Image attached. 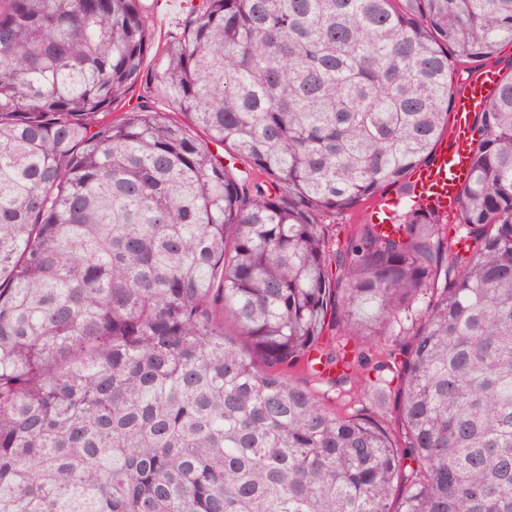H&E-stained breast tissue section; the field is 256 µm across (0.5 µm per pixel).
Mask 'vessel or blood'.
Segmentation results:
<instances>
[{"label": "vessel or blood", "instance_id": "vessel-or-blood-1", "mask_svg": "<svg viewBox=\"0 0 512 512\" xmlns=\"http://www.w3.org/2000/svg\"><path fill=\"white\" fill-rule=\"evenodd\" d=\"M500 80L499 70L487 67L468 77L456 93L451 131L435 145L431 162L415 172L414 198L424 208L442 215L456 211L469 172L472 118L490 103Z\"/></svg>", "mask_w": 512, "mask_h": 512}]
</instances>
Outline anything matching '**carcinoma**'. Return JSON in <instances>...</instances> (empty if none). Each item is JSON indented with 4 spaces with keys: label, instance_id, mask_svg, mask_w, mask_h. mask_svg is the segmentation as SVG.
Listing matches in <instances>:
<instances>
[{
    "label": "carcinoma",
    "instance_id": "1",
    "mask_svg": "<svg viewBox=\"0 0 512 512\" xmlns=\"http://www.w3.org/2000/svg\"><path fill=\"white\" fill-rule=\"evenodd\" d=\"M512 0H0V512H512V71L448 236L330 242L447 131ZM136 86L143 103L113 116ZM220 145L244 169L224 164ZM429 296L396 413L324 407ZM155 29L156 41L159 37L175 31L187 16V3L190 0H143ZM400 195H402V189H400L399 185L389 186L383 195H379L373 200L366 201L363 204L358 205L353 210L337 214L336 217H327L324 224L327 225L326 232L328 237L335 241L336 237L344 239L347 231H351L354 224H364L363 220H370L367 212L369 211V206L374 201L381 197L386 199L400 197ZM420 299L413 304V309L408 313L402 312L399 315L400 324H394L384 335L382 336H372L371 339L362 345V350L366 354L368 359H371L374 362V357L384 355L388 356L391 352L396 354L398 360H401L403 356L400 354V350L403 346L404 340L407 336H398L401 328L404 326L405 328H409L411 326V318L414 319L415 316L424 311L427 298H423V296L419 297Z\"/></svg>",
    "mask_w": 512,
    "mask_h": 512
}]
</instances>
